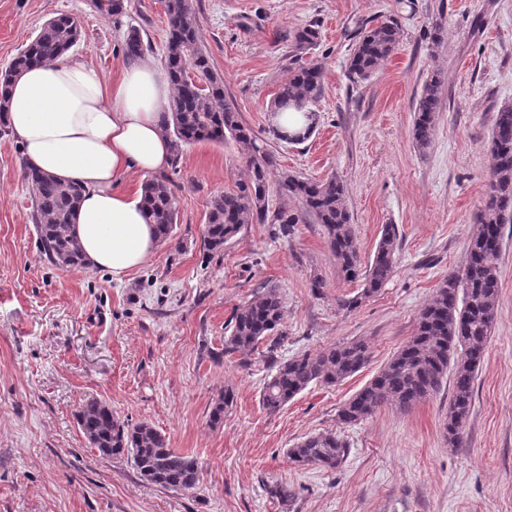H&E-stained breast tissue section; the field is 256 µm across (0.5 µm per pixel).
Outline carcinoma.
<instances>
[{"mask_svg":"<svg viewBox=\"0 0 512 512\" xmlns=\"http://www.w3.org/2000/svg\"><path fill=\"white\" fill-rule=\"evenodd\" d=\"M94 6L105 17L118 16L124 10L123 0H94ZM165 15L168 36L164 63L173 98L164 120V132L173 145L171 165L179 163L185 148L201 142L222 144L229 136L243 148L251 169L249 182L211 200L202 238V248L211 257L224 252V245L245 225L268 220L267 185L275 159L258 144L252 130L241 124L237 108L226 99L224 79L215 72L210 55L199 43L192 0H165ZM79 39L77 21L68 14H59L45 22L29 44L0 71V133L9 132L6 112L12 80L30 66L62 57ZM318 39L319 31L311 26L295 33L288 74L279 85L271 108L274 113L288 109L304 113V139L315 128V113L310 105L322 94L324 75L321 66L303 60V54ZM398 41L399 29L392 21L369 27L350 54V73L368 79L391 56ZM123 49L128 59L144 55L146 46L139 29H128ZM191 71L195 74L193 80L188 77ZM441 89V80L434 75L423 85L413 124V138L421 149L432 141ZM489 152L487 193L476 215L464 269L448 275L433 301L420 313L410 339L342 405L338 411L341 423L361 422L387 404L408 409L438 393L443 383L450 380L452 392L445 430L448 445L461 444L474 400L475 381L496 318L501 289L497 261L502 230L504 225L512 224V104L496 112ZM22 170L34 192L32 220L47 260L62 268L82 266L79 243L70 232L81 186L56 180L25 163ZM280 186L288 195L300 199L306 211L322 225L345 279H362L361 297L367 298L385 286L393 275L399 248L395 225L382 228L373 258L362 272L344 183L334 176L310 180L289 174ZM143 205L147 223L155 226L159 240H170L177 224L178 206L166 176L145 182ZM359 298H342L338 304L343 309H353ZM282 318L283 300L278 288L263 287L259 295L235 310L226 325L224 350L212 356L215 362L235 357L245 367L264 363L270 374L261 401L269 413L281 410L312 383L334 385L344 381L371 359L370 346L355 340L284 360L280 358V348L287 334L280 329ZM233 400V390H224L213 404L211 422H223ZM78 422L85 438L102 456L132 462L147 482L174 491L193 490L199 484L196 460L174 452L166 435L150 424L122 422L110 405L98 399L83 404ZM347 452V443L334 432L311 435L287 449L288 459L295 465H318L327 470L336 469Z\"/></svg>","mask_w":512,"mask_h":512,"instance_id":"cac0c4a2","label":"carcinoma"}]
</instances>
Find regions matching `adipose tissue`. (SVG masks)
Returning <instances> with one entry per match:
<instances>
[{
    "label": "adipose tissue",
    "mask_w": 512,
    "mask_h": 512,
    "mask_svg": "<svg viewBox=\"0 0 512 512\" xmlns=\"http://www.w3.org/2000/svg\"><path fill=\"white\" fill-rule=\"evenodd\" d=\"M171 96L165 69L154 63H133L108 80L63 57L28 68L9 89L8 120L27 163L83 187L72 231L87 268L120 279L157 247L140 195L113 183L129 171L148 175L168 164L163 126Z\"/></svg>",
    "instance_id": "adipose-tissue-1"
}]
</instances>
